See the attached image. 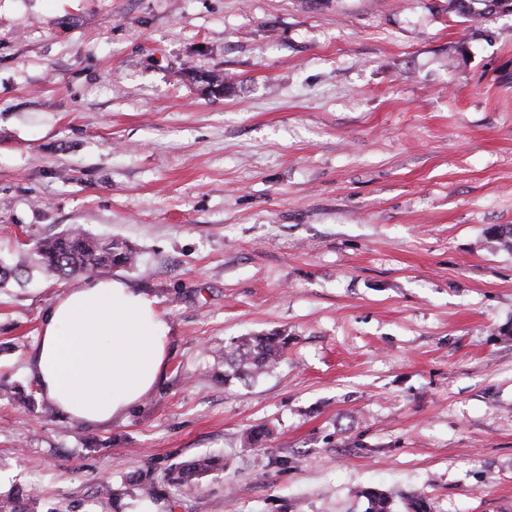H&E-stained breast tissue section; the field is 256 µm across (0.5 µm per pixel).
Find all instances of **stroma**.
Instances as JSON below:
<instances>
[{"instance_id": "obj_1", "label": "stroma", "mask_w": 512, "mask_h": 512, "mask_svg": "<svg viewBox=\"0 0 512 512\" xmlns=\"http://www.w3.org/2000/svg\"><path fill=\"white\" fill-rule=\"evenodd\" d=\"M126 241L159 384L84 425L30 372L65 283ZM512 15L448 0H0V491L37 512H512ZM290 342L225 384L213 348ZM269 432L249 445V429ZM221 464L193 494L163 475ZM158 480L156 499L140 485ZM498 0H449L450 9L464 22H477L480 18H484L486 14L495 13L490 7ZM475 4L482 5L481 9L475 8ZM34 250L41 269L61 281L76 275L91 277L106 269L131 268L137 263L136 252L126 242L98 238L79 225L37 240ZM367 506L364 512H396L394 509V496L380 490H363L359 493Z\"/></svg>"}]
</instances>
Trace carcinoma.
<instances>
[{
	"label": "carcinoma",
	"mask_w": 512,
	"mask_h": 512,
	"mask_svg": "<svg viewBox=\"0 0 512 512\" xmlns=\"http://www.w3.org/2000/svg\"><path fill=\"white\" fill-rule=\"evenodd\" d=\"M497 0H448L450 9L466 22H476L493 13ZM481 8H475V5ZM41 269L64 281L72 276H94L106 269L131 268L136 252L117 238L101 239L81 226H71L60 234L39 239L34 244ZM289 337L282 333L241 337L224 346V384L255 379L282 362ZM216 470V458L202 454L179 464L167 474L168 481L182 492L197 489L200 479ZM365 512H395L394 496L380 490H363ZM0 512H29L13 493L0 494Z\"/></svg>",
	"instance_id": "cac0c4a2"
}]
</instances>
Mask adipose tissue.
<instances>
[{
	"label": "adipose tissue",
	"instance_id": "adipose-tissue-1",
	"mask_svg": "<svg viewBox=\"0 0 512 512\" xmlns=\"http://www.w3.org/2000/svg\"><path fill=\"white\" fill-rule=\"evenodd\" d=\"M171 322L124 281L91 278L59 294L43 317L32 372L42 397L87 425L119 419L156 388Z\"/></svg>",
	"mask_w": 512,
	"mask_h": 512
}]
</instances>
